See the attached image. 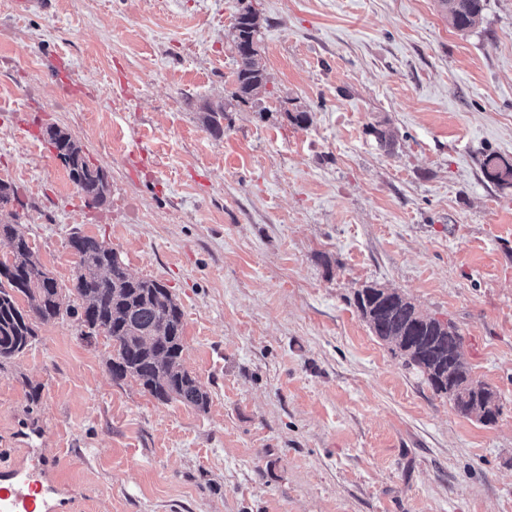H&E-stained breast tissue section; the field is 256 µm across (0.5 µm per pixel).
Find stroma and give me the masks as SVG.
<instances>
[{"instance_id": "stroma-1", "label": "stroma", "mask_w": 512, "mask_h": 512, "mask_svg": "<svg viewBox=\"0 0 512 512\" xmlns=\"http://www.w3.org/2000/svg\"><path fill=\"white\" fill-rule=\"evenodd\" d=\"M246 8L270 81L244 104ZM217 105L220 138L202 122ZM51 126L105 173L106 204H86ZM490 154L512 162V0L467 32L438 0H0L8 211L61 289L76 233L166 285L210 398L113 380L111 341L60 317L0 365V470L45 449L77 512H512V188ZM367 283L457 328L495 424L374 336ZM484 171L499 186H512V163L493 155L488 156Z\"/></svg>"}]
</instances>
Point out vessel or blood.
<instances>
[{
  "mask_svg": "<svg viewBox=\"0 0 512 512\" xmlns=\"http://www.w3.org/2000/svg\"><path fill=\"white\" fill-rule=\"evenodd\" d=\"M72 507V496L40 449H33L27 461L0 471V512H71Z\"/></svg>",
  "mask_w": 512,
  "mask_h": 512,
  "instance_id": "1",
  "label": "vessel or blood"
}]
</instances>
